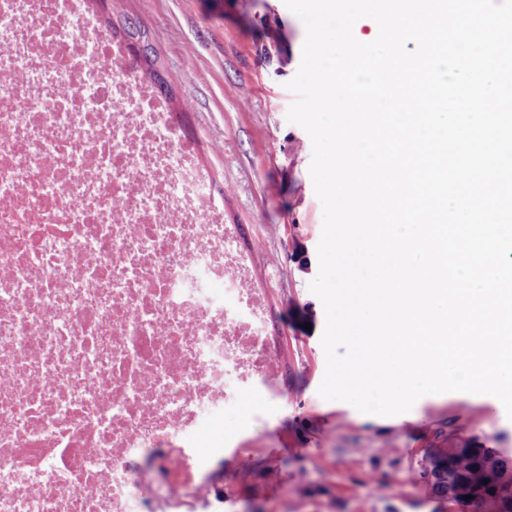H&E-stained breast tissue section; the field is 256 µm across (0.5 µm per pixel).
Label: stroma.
I'll return each mask as SVG.
<instances>
[{
	"label": "stroma",
	"mask_w": 512,
	"mask_h": 512,
	"mask_svg": "<svg viewBox=\"0 0 512 512\" xmlns=\"http://www.w3.org/2000/svg\"><path fill=\"white\" fill-rule=\"evenodd\" d=\"M112 11L148 31L175 93L169 105L188 104L183 131L266 291L280 397L263 422L256 396L230 417L249 460L243 468L220 461L215 486L231 495V512L248 502L258 512H458L423 473L446 438L476 439L512 458L503 405L432 394L381 423L318 393L325 312L309 284L319 272L323 209L309 172L311 138L287 119L302 21L284 0H112Z\"/></svg>",
	"instance_id": "obj_1"
}]
</instances>
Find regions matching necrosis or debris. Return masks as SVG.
Here are the masks:
<instances>
[{
  "label": "necrosis or debris",
  "mask_w": 512,
  "mask_h": 512,
  "mask_svg": "<svg viewBox=\"0 0 512 512\" xmlns=\"http://www.w3.org/2000/svg\"><path fill=\"white\" fill-rule=\"evenodd\" d=\"M97 30L86 0H0V512H223L224 416L276 395L266 297Z\"/></svg>",
  "instance_id": "obj_1"
}]
</instances>
